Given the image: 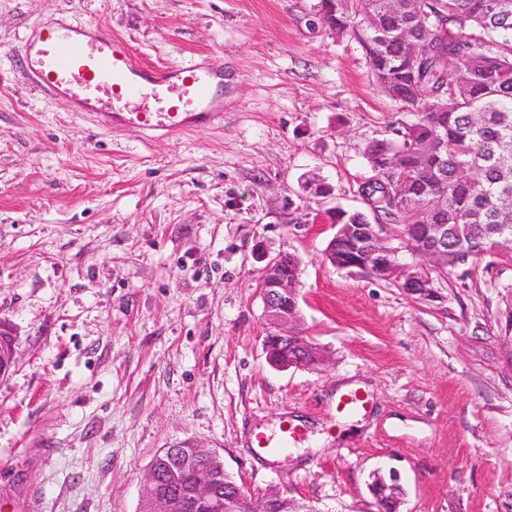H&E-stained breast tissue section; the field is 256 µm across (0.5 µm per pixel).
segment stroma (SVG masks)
Segmentation results:
<instances>
[{
  "instance_id": "35a3bbf8",
  "label": "stroma",
  "mask_w": 512,
  "mask_h": 512,
  "mask_svg": "<svg viewBox=\"0 0 512 512\" xmlns=\"http://www.w3.org/2000/svg\"><path fill=\"white\" fill-rule=\"evenodd\" d=\"M319 9L0 0V486L22 512H140L155 454L188 443L298 512H377V469L400 512H512V255L448 268L429 301L326 260L328 210H365L369 143L413 116ZM61 16L152 66L221 58L223 118L157 139L40 89L18 50ZM285 253L326 364L266 359L257 285ZM356 390L366 409L339 411ZM285 418L304 440L261 455ZM371 491L376 500L379 512L398 511L397 505L399 495L401 494V487L394 473H390L388 479L379 472L374 474V479L371 483Z\"/></svg>"
}]
</instances>
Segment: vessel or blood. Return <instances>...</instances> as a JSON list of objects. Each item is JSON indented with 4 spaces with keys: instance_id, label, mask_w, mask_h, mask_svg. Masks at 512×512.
<instances>
[{
    "instance_id": "vessel-or-blood-1",
    "label": "vessel or blood",
    "mask_w": 512,
    "mask_h": 512,
    "mask_svg": "<svg viewBox=\"0 0 512 512\" xmlns=\"http://www.w3.org/2000/svg\"><path fill=\"white\" fill-rule=\"evenodd\" d=\"M20 60L41 88L66 98L77 111L93 112L106 102L123 104V111L104 115L114 128L135 123L163 137L208 123L222 110L214 91L224 81L220 59L147 67L122 40L66 18L33 32L21 47ZM146 98L154 101V109H137ZM303 437L302 430L287 425L280 439L260 435L256 445L274 456Z\"/></svg>"
}]
</instances>
